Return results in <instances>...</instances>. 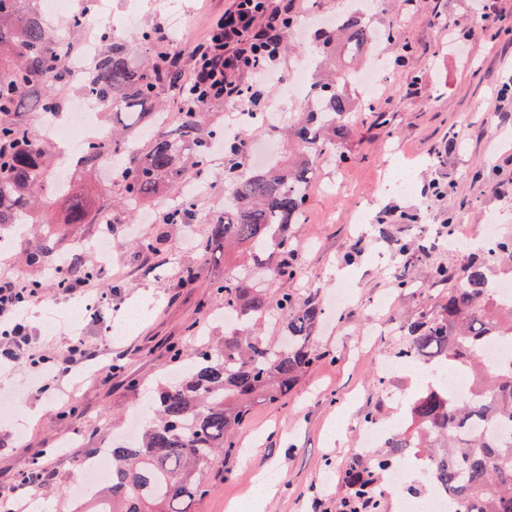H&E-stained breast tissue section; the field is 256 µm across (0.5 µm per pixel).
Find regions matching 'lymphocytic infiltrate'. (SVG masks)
Returning <instances> with one entry per match:
<instances>
[{
    "label": "lymphocytic infiltrate",
    "instance_id": "lymphocytic-infiltrate-1",
    "mask_svg": "<svg viewBox=\"0 0 512 512\" xmlns=\"http://www.w3.org/2000/svg\"><path fill=\"white\" fill-rule=\"evenodd\" d=\"M298 14L296 0H232L202 41L167 55L190 65L179 89L182 101L202 109L229 100L246 112L264 111L265 91L279 72L288 28ZM26 293L19 281L0 275V335L7 339L5 351L12 360L30 344L25 325L16 320Z\"/></svg>",
    "mask_w": 512,
    "mask_h": 512
}]
</instances>
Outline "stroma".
<instances>
[{
	"mask_svg": "<svg viewBox=\"0 0 512 512\" xmlns=\"http://www.w3.org/2000/svg\"><path fill=\"white\" fill-rule=\"evenodd\" d=\"M137 2L136 19L128 24L126 0H110L109 27L136 60L144 56L140 29L171 27V13L179 12L182 25L171 28L172 34L188 46L203 39L209 19L231 5V0ZM376 23L391 30L382 46L383 91L391 103L378 110L374 98L351 83L358 114L353 132L338 145L342 160L321 165L306 221L293 227L303 243V274L288 282V290L318 288L327 296L343 285L350 289L349 302L317 332L318 347L335 359L309 371L285 402L252 405L235 438L237 454L214 466L211 489L196 512H230L232 505L253 498L263 477L276 484L263 512H336L340 467L365 453L355 432L364 413L373 411L381 421L403 427L409 401L427 384L423 377L405 380L397 395L391 382L380 385L376 379L380 360L400 343V322L433 311L443 294L424 282L426 267L460 260L459 253L439 245L443 226L476 235L492 219L500 235L512 237V98L507 111L494 109L502 84L512 80V34L479 32L463 48L449 42L447 26H473V0H416L408 12L384 5ZM405 44L411 57L406 66H394ZM267 96L271 112L284 121L254 126L248 137L268 143L281 159L290 151L281 126L292 123L299 108L282 88ZM399 167L409 173L414 192L390 187ZM67 182L92 209H110L111 227L37 224L24 217L12 236L9 264H0V273L25 282L34 275L25 263L29 247L53 244L57 260L81 239L105 234L112 242L110 261L97 264L111 305L72 326L71 296L47 280L40 299L24 307L34 353L50 359L82 339L91 345L92 357L70 376L31 390L21 384L29 374L27 360L0 372V395L17 401L16 415L0 420V500L6 497L4 481L37 461L56 471L55 488L47 495L53 512H63L64 502L73 498L77 457L108 444L139 407L132 385L152 388L171 367L174 350H188L192 329L223 332L208 285L236 269L233 260L213 258L204 248L206 224L224 208L223 154L209 157L190 227L160 223L159 206L149 202L119 204L117 183L99 170L71 164ZM145 238L155 240V250L140 251ZM412 238L424 250L408 262L397 245ZM190 268L200 276L186 286L182 278ZM400 274L413 280V287H396ZM375 327L382 337L372 336ZM104 375L109 383H101Z\"/></svg>",
	"mask_w": 512,
	"mask_h": 512,
	"instance_id": "1",
	"label": "stroma"
}]
</instances>
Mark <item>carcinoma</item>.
Wrapping results in <instances>:
<instances>
[{
    "label": "carcinoma",
    "mask_w": 512,
    "mask_h": 512,
    "mask_svg": "<svg viewBox=\"0 0 512 512\" xmlns=\"http://www.w3.org/2000/svg\"><path fill=\"white\" fill-rule=\"evenodd\" d=\"M370 29L359 12L351 11L339 23L315 30L319 53L311 91L317 107L302 109L303 117L288 131L301 148L294 163L272 161L242 174V147L226 145L224 210L208 221L206 246L217 245L226 254L237 249L261 272L256 279L245 271L211 283L224 311L240 315L239 327L192 345L176 379L158 386L141 437L112 444L110 477L88 498L87 512H195L208 492L210 470L221 453L232 452L252 405L281 402L329 356L316 345L315 332L325 319L321 293L290 292L281 284L302 272L291 226L305 223L318 160L336 157L337 141L355 125L336 47L347 42L361 49ZM141 39L155 54L139 63L125 44L104 38L95 73L85 85L69 68L74 48L56 42L53 24L25 0H0V226L17 223L36 206L50 211L58 196L67 198L58 224H96L107 213L89 209L83 199L51 183L53 146L20 121L33 108L58 110V90L65 86L88 87L114 112L154 107L82 149L81 161L95 168L104 153L129 148L131 162L116 175L122 201L159 199L205 172L206 146L216 135L204 129L200 112L189 108L174 122L161 109V97L174 92V80L159 50L158 30L143 31ZM167 215L173 224L192 223L193 198L180 200ZM493 257L512 263V239H499ZM493 257L483 252L458 265L430 266L427 281L446 284L447 291L435 311L400 325L404 342L393 353L405 360L438 358L474 375L477 401L454 399L430 383L411 401L406 429L389 432L380 452L345 463L338 512H385V473L410 454L423 459L427 477L462 501L466 512H512V435L498 434L512 429V362L489 369L481 358L488 340L512 344V308L499 305L487 277ZM96 276L93 259L73 249L55 281L59 287Z\"/></svg>",
    "instance_id": "1"
}]
</instances>
